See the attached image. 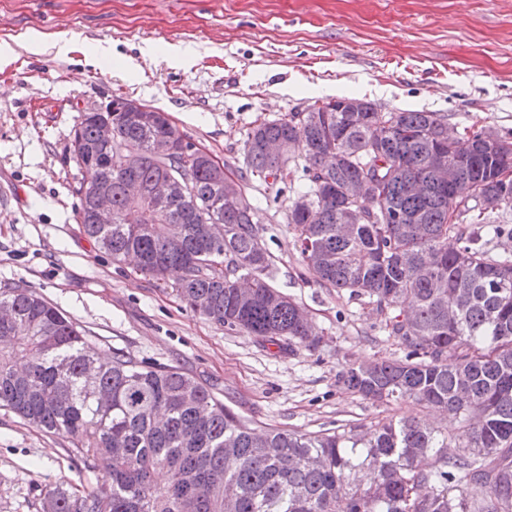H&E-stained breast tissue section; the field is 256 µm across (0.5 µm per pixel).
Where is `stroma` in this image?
Returning <instances> with one entry per match:
<instances>
[{
  "mask_svg": "<svg viewBox=\"0 0 512 512\" xmlns=\"http://www.w3.org/2000/svg\"><path fill=\"white\" fill-rule=\"evenodd\" d=\"M47 49L30 52L27 36ZM72 50L57 55L55 42ZM112 54L84 66L99 44ZM176 46L179 58L168 55ZM0 286L20 283L85 330L101 356L131 353L212 388L263 429L333 432L388 416L443 418L404 402L378 405L345 390L346 366L403 351L367 299L320 287L285 209L250 182L270 283L312 319L317 348L264 343L194 312L171 285L113 261L84 234L74 192L72 130L81 113L120 95L165 112L187 140L241 166L247 130L335 96L383 111L425 109L449 132H512V0H0ZM49 434L0 408V512H43L46 491L100 486Z\"/></svg>",
  "mask_w": 512,
  "mask_h": 512,
  "instance_id": "stroma-1",
  "label": "stroma"
}]
</instances>
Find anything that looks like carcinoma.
I'll return each mask as SVG.
<instances>
[{
  "label": "carcinoma",
  "instance_id": "cac0c4a2",
  "mask_svg": "<svg viewBox=\"0 0 512 512\" xmlns=\"http://www.w3.org/2000/svg\"><path fill=\"white\" fill-rule=\"evenodd\" d=\"M158 110L113 112L119 142L97 138L101 113L85 112L73 129L78 170L112 195V223L91 222L79 197L85 234L119 261L199 301L195 311L264 343L316 348L299 306L269 283L271 260L245 194L214 207L225 170ZM291 140L293 159L269 155V139ZM168 141L165 157L154 145ZM238 181L265 185L277 202L299 159L304 184L293 190L288 223L314 281L366 297L405 350L349 367L339 381L374 403L410 400L460 420L458 431L385 418L368 431L301 433L256 430L208 387L174 366L153 367L116 351L101 360L78 323L23 284L0 287L14 322L0 323V407L45 432L65 430L105 482L81 494L51 489L47 512H512V252L489 244L512 228L495 214L512 208V139L465 127L449 140L448 117L427 110L359 112L314 102L264 120L244 140ZM446 156L447 182L430 166ZM193 170L186 194L154 210L132 203L127 183L144 192L167 173ZM375 184L367 203L343 188ZM469 189L463 205L459 192ZM359 209L364 221L343 217ZM224 224L220 252L207 227ZM458 247L448 249V237ZM182 248L169 253L167 243ZM253 278L248 298L238 280ZM456 453L448 455V449ZM472 483L482 499L467 495Z\"/></svg>",
  "mask_w": 512,
  "mask_h": 512
}]
</instances>
